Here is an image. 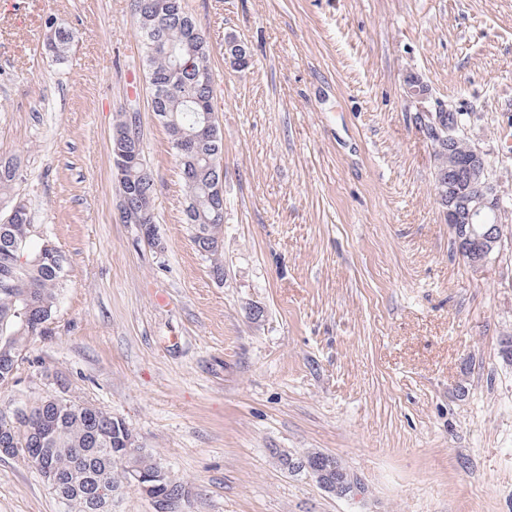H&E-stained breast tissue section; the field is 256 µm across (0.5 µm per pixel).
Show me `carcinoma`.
<instances>
[{
  "mask_svg": "<svg viewBox=\"0 0 512 512\" xmlns=\"http://www.w3.org/2000/svg\"><path fill=\"white\" fill-rule=\"evenodd\" d=\"M142 9L133 12L146 58L151 105L162 120L179 162L185 185L184 215L192 241L210 270H224V199L213 193L224 154L221 134L196 143L186 152L183 145L203 118V103L214 98L213 85L198 79L212 78L210 49L204 32L185 9L184 0H136ZM55 54L65 53L73 33L46 22ZM19 178L18 165L0 163V195L10 193ZM120 191L128 192L132 209L154 223V177L144 159L123 167ZM68 258L58 247L33 243L28 216L0 223V385L17 379L28 362L27 343L47 333L61 291L67 281ZM36 414L17 422L12 411L0 409V448L12 454L41 458L59 478L55 496L67 512H91L86 500L89 481L99 477L122 494L130 486L132 470L147 473L160 464L144 449L127 459L117 456L120 430L112 429L114 416L100 408L79 404L62 395L42 397L23 404ZM281 464L301 473L302 464L329 470L339 485L346 469L320 451L283 452Z\"/></svg>",
  "mask_w": 512,
  "mask_h": 512,
  "instance_id": "obj_1",
  "label": "carcinoma"
}]
</instances>
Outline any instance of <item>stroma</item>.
Here are the masks:
<instances>
[{
	"instance_id": "stroma-1",
	"label": "stroma",
	"mask_w": 512,
	"mask_h": 512,
	"mask_svg": "<svg viewBox=\"0 0 512 512\" xmlns=\"http://www.w3.org/2000/svg\"><path fill=\"white\" fill-rule=\"evenodd\" d=\"M184 3L224 137L220 284L185 222L131 0H0V157L20 173L0 217L23 200L34 239L70 261L0 408L62 391L122 418L190 486L187 512H512V238L479 270L458 255L414 120L464 113L512 199V0ZM50 19L74 34L57 60ZM123 112L155 178L157 249L119 220ZM284 450L336 458L360 493L288 473ZM0 512L66 508L0 457Z\"/></svg>"
}]
</instances>
